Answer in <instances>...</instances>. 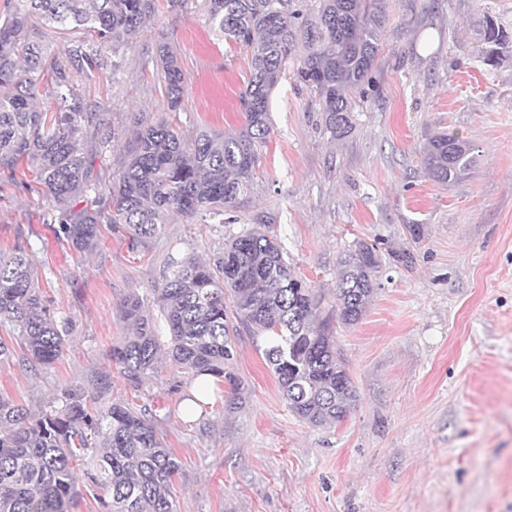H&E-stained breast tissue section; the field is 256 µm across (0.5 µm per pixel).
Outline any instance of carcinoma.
<instances>
[{
	"label": "carcinoma",
	"mask_w": 512,
	"mask_h": 512,
	"mask_svg": "<svg viewBox=\"0 0 512 512\" xmlns=\"http://www.w3.org/2000/svg\"><path fill=\"white\" fill-rule=\"evenodd\" d=\"M195 3L215 33L247 49L250 78L240 93L244 123L234 131L199 129L185 134L161 119L137 132L129 158L112 181L110 199L88 178L77 139L96 118L69 84V71L88 76L105 55L133 42L154 11V0H16L0 22V167L26 160L48 200L46 215L58 236L79 252L95 249L100 225L121 227L131 245L159 236L173 213L188 224L210 216L224 223L253 185L258 148L269 138L270 98L295 58L296 82L318 95L326 132L342 139L352 130L356 100L364 97L389 21L385 0H172ZM484 47L480 61L497 66L512 54V31L485 13L477 20ZM92 32L64 46V58L45 66L44 42L53 33ZM167 105L179 108L185 75L168 48L159 50ZM51 72L59 99L54 113L33 105L43 71ZM471 148L439 133L424 151V169L449 184L472 167ZM90 204L76 208L77 201ZM375 246L360 244L340 258L336 302L298 276L281 242L264 224L224 241L212 262L192 256L168 260L155 299L160 318L137 296L122 306L133 332L112 347L123 379L139 387L166 355L191 378L212 377L235 404L241 381L234 371L236 327L265 335L264 355L288 408L316 427L343 421L356 390L336 348L332 319L360 321L378 288ZM19 338L25 359L49 366L62 354L69 320L56 312L33 282L25 247L0 252V326ZM157 416L128 402L90 409L84 397L64 394L61 407L34 419L0 396V512H71L81 494L74 463L87 466V486L104 491L103 512H173L171 486L180 465L157 433Z\"/></svg>",
	"instance_id": "cac0c4a2"
}]
</instances>
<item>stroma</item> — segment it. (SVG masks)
Listing matches in <instances>:
<instances>
[{
    "label": "stroma",
    "mask_w": 512,
    "mask_h": 512,
    "mask_svg": "<svg viewBox=\"0 0 512 512\" xmlns=\"http://www.w3.org/2000/svg\"><path fill=\"white\" fill-rule=\"evenodd\" d=\"M386 8L375 88L357 104L350 135L330 139L318 99L284 74L252 189L223 223L171 214L160 236L136 248L105 224L96 250L80 253L47 223L30 166L0 169V250L25 246L36 285L72 322L48 366L23 362L16 338L0 330L14 348L0 362V393L34 415L61 406L68 390L155 412L180 463L175 512H512V58L491 68L475 55L477 19L487 11L512 27V0H386ZM163 44L187 79L176 113L155 63ZM249 74L246 49L216 37L201 11L155 0L117 66L91 79L70 74L98 114L79 140L92 179L111 181L146 122L239 127ZM446 131L473 156L451 185L422 164L430 138ZM253 224L268 225L295 273L329 301L346 251L364 243L384 256L363 318L333 330L358 394L335 427L289 411L264 339L243 327L234 363L242 402L230 411L217 385L205 412L186 415L195 381L169 361L136 391L112 363L113 345L129 333L128 296L153 305L168 257L215 258L228 235ZM400 249L412 253L411 267L388 259Z\"/></svg>",
    "instance_id": "1"
}]
</instances>
